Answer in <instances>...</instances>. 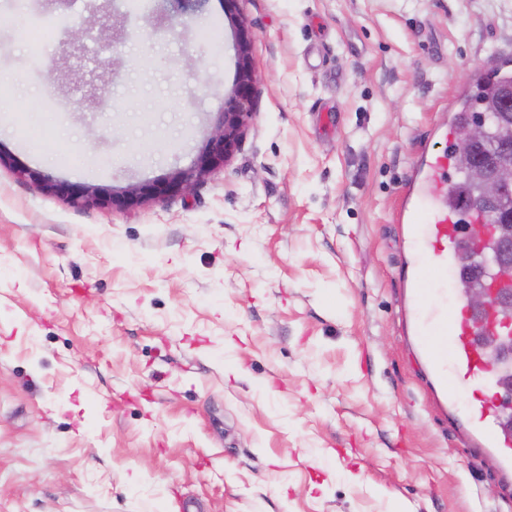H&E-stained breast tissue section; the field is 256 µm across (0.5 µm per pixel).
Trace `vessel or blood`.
<instances>
[{
	"instance_id": "1",
	"label": "vessel or blood",
	"mask_w": 512,
	"mask_h": 512,
	"mask_svg": "<svg viewBox=\"0 0 512 512\" xmlns=\"http://www.w3.org/2000/svg\"><path fill=\"white\" fill-rule=\"evenodd\" d=\"M453 166L454 156L450 152L430 156L425 183L412 188L401 214L416 249L407 314L415 316L418 305L426 307L416 332L445 400L455 403L465 391L477 395L468 409L469 442L507 462L512 460V433L504 427L500 405L481 397L482 392L499 388L502 379L501 374L488 370L484 364V339L503 335L504 330L495 323V312L491 309L484 313L488 327L482 331L473 329L475 311L464 295L449 297L445 287L448 279L459 278L463 272L458 262L462 235L443 203L448 195V173Z\"/></svg>"
}]
</instances>
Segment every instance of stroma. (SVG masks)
I'll return each mask as SVG.
<instances>
[{"mask_svg": "<svg viewBox=\"0 0 512 512\" xmlns=\"http://www.w3.org/2000/svg\"><path fill=\"white\" fill-rule=\"evenodd\" d=\"M239 11L258 80L230 160L78 206L44 181L197 163L232 23L222 0H112L131 35L92 111L45 0H0V512H512V473L474 464L405 329L397 219L457 98L512 63V0Z\"/></svg>", "mask_w": 512, "mask_h": 512, "instance_id": "obj_1", "label": "stroma"}]
</instances>
